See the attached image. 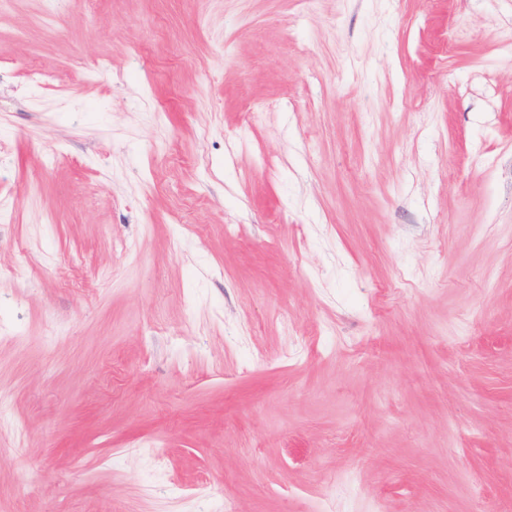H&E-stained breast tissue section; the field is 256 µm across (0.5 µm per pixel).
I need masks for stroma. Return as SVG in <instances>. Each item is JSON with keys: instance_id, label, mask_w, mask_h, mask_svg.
Returning <instances> with one entry per match:
<instances>
[{"instance_id": "1", "label": "stroma", "mask_w": 512, "mask_h": 512, "mask_svg": "<svg viewBox=\"0 0 512 512\" xmlns=\"http://www.w3.org/2000/svg\"><path fill=\"white\" fill-rule=\"evenodd\" d=\"M1 51L0 512H512V0H12Z\"/></svg>"}]
</instances>
